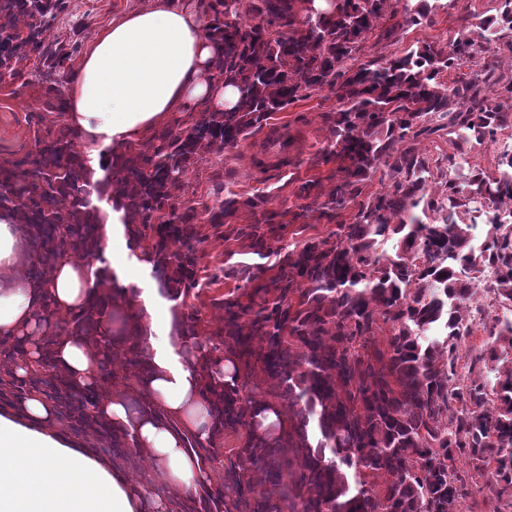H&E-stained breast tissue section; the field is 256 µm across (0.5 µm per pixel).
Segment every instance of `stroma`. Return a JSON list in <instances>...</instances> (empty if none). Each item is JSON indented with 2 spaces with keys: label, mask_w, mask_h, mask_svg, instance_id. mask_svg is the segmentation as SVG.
<instances>
[{
  "label": "stroma",
  "mask_w": 512,
  "mask_h": 512,
  "mask_svg": "<svg viewBox=\"0 0 512 512\" xmlns=\"http://www.w3.org/2000/svg\"><path fill=\"white\" fill-rule=\"evenodd\" d=\"M443 2L431 24L405 26L398 43L368 40L366 59L383 61L417 43L446 38L459 28L464 15L490 16L497 4V0H466L462 5L456 0ZM146 3L147 0H67L65 14L44 28L42 38L48 43L77 40L80 52L73 56L72 62L80 64L82 52L87 51L100 32L113 20ZM335 108L334 99L322 94L274 114L271 126L288 129V148L284 153L270 149L264 134L260 133L243 141L238 148L203 155L183 178L186 196L200 203L213 204L218 189L211 176L217 170L225 173V190L244 198L260 190L271 192L273 207L280 212L294 211L297 203L295 196L287 195L281 189L287 181L299 184L311 177H320L318 193L327 196L335 186L329 175L336 164L331 161L314 170L309 160L324 148L328 134L324 117ZM57 118V113L42 108L37 87L23 86L13 95L0 92V161L15 160L31 151L34 123L39 121L48 125Z\"/></svg>",
  "instance_id": "1"
}]
</instances>
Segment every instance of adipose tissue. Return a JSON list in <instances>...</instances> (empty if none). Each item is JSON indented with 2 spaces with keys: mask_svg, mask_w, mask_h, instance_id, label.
Here are the masks:
<instances>
[{
  "mask_svg": "<svg viewBox=\"0 0 512 512\" xmlns=\"http://www.w3.org/2000/svg\"><path fill=\"white\" fill-rule=\"evenodd\" d=\"M201 0H151L149 6L113 21L93 41L68 82L65 122L81 145L85 162L101 172L112 150L143 142L178 112H221L238 99L235 88L212 76L216 40ZM102 257L126 300L142 315L136 341L147 368L137 382L140 398L180 420L200 437L212 424L199 396L197 377L174 341L171 318L156 316L167 305L151 278L152 265L130 241L120 202H105ZM24 225L0 218V335L22 345L26 359L43 352L46 324L36 311L51 295L58 313L84 307L100 291L85 260L59 259L45 283L29 269L33 254ZM100 337H63L49 355L59 375L80 388L98 382ZM124 393H100L94 415L115 433L132 435L140 455L167 477L169 496L151 486L133 487L115 477L85 448L66 444L56 407L31 395L0 413V512H167L170 495L204 481L183 435L164 420L131 414Z\"/></svg>",
  "mask_w": 512,
  "mask_h": 512,
  "instance_id": "adipose-tissue-1",
  "label": "adipose tissue"
}]
</instances>
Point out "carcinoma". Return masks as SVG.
<instances>
[{
	"mask_svg": "<svg viewBox=\"0 0 512 512\" xmlns=\"http://www.w3.org/2000/svg\"><path fill=\"white\" fill-rule=\"evenodd\" d=\"M497 15L482 34L468 25L385 62H360L369 36L399 41L398 26L379 27L402 14L406 23L431 20L430 0H209L212 31L224 45L214 79L237 89L224 112L189 113L147 141L112 153L105 175L92 180L64 122L35 126L34 149L0 163V212L31 229V275L45 280L62 256L101 265L97 203L117 196L129 214L128 237L147 244L160 291L175 302L176 334L184 340L200 377L215 425L205 439L187 430L185 448L207 475L168 512H473L479 494L512 508V148L497 155L492 173L472 165L450 175L432 164L425 143L448 137L457 157L477 145L512 140V0H498ZM66 10V0H0V89L15 84L16 63L36 61L45 88L42 106L63 115L67 78L77 48L47 44L43 28ZM24 15L22 28L17 17ZM465 66L453 84L443 73ZM336 109L330 133L313 166L336 162L333 192L320 202V178L295 188L301 203L292 221L306 228L311 213L329 221L349 211L327 237L309 236L284 252L274 249L288 233L270 195L243 201L231 192L196 206L175 194L189 166L216 149L236 148L277 112L322 92ZM391 185L367 192L377 173ZM435 183L440 197L428 199ZM70 200L59 207V200ZM491 205L478 221L476 201ZM251 213L235 224L240 207ZM211 234L244 243L261 262L234 260L228 269L245 287L210 297L224 322L202 312L218 274L201 267L200 245ZM263 282L248 284L257 273ZM494 295L506 314L487 311L481 292ZM126 289L112 281L76 315H59L50 303L39 320L58 333L93 336L108 326L126 335L134 316L119 302ZM482 348L458 372V351L474 324ZM125 342L104 340L100 387L122 391L139 378L143 355ZM23 348L0 339V357L20 360ZM122 357L135 370L114 373ZM226 362L228 380L213 367ZM37 392L56 404L60 426L91 437L121 470L138 455L129 439L109 432L93 415L96 392L61 378L47 356L29 361L26 376L0 372V406ZM294 401L288 420L259 430L254 418L282 397ZM318 434L316 446L307 430ZM465 461L467 469L457 463ZM261 470L265 481L250 480Z\"/></svg>",
	"mask_w": 512,
	"mask_h": 512,
	"instance_id": "obj_1",
	"label": "carcinoma"
}]
</instances>
